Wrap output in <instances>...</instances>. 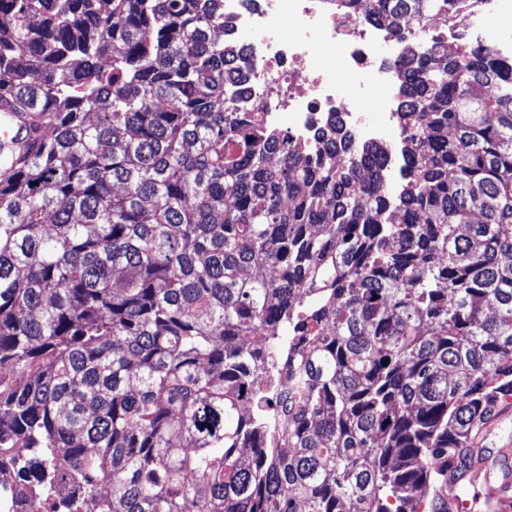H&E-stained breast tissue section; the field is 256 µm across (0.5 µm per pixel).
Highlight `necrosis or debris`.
I'll return each instance as SVG.
<instances>
[{"mask_svg":"<svg viewBox=\"0 0 512 512\" xmlns=\"http://www.w3.org/2000/svg\"><path fill=\"white\" fill-rule=\"evenodd\" d=\"M231 39L241 47L248 78L238 100L270 127L288 123L309 154L323 151L317 131L337 120L354 145H384V173L393 177L402 140L398 102L382 101L378 113L368 100L396 84V62L406 45L429 48L438 26L469 30L497 57L512 59V0H467L463 11L411 18L397 41L363 9L335 0H224ZM319 58L310 66V58Z\"/></svg>","mask_w":512,"mask_h":512,"instance_id":"necrosis-or-debris-1","label":"necrosis or debris"}]
</instances>
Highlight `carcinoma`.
Masks as SVG:
<instances>
[{
    "mask_svg": "<svg viewBox=\"0 0 512 512\" xmlns=\"http://www.w3.org/2000/svg\"><path fill=\"white\" fill-rule=\"evenodd\" d=\"M345 2L396 37L460 7ZM218 29L224 0H0L37 133L0 185L15 512H418L512 399V60L407 49L392 192L339 121L312 157L240 109Z\"/></svg>",
    "mask_w": 512,
    "mask_h": 512,
    "instance_id": "cac0c4a2",
    "label": "carcinoma"
}]
</instances>
